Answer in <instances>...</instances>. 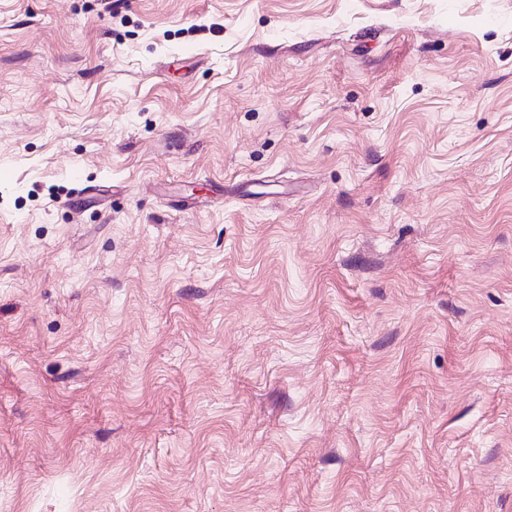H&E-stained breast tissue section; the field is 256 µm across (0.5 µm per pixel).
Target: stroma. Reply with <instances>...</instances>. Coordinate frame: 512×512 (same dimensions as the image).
Returning a JSON list of instances; mask_svg holds the SVG:
<instances>
[{
  "mask_svg": "<svg viewBox=\"0 0 512 512\" xmlns=\"http://www.w3.org/2000/svg\"><path fill=\"white\" fill-rule=\"evenodd\" d=\"M0 512H512V0H0Z\"/></svg>",
  "mask_w": 512,
  "mask_h": 512,
  "instance_id": "stroma-1",
  "label": "stroma"
}]
</instances>
